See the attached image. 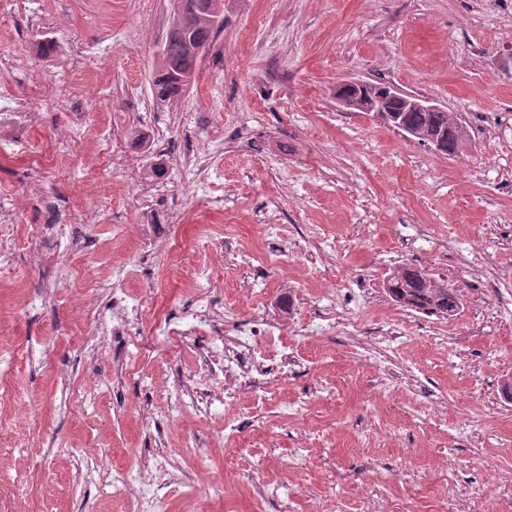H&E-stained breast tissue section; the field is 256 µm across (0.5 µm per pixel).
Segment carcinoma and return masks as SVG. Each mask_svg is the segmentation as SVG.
I'll list each match as a JSON object with an SVG mask.
<instances>
[{
    "mask_svg": "<svg viewBox=\"0 0 512 512\" xmlns=\"http://www.w3.org/2000/svg\"><path fill=\"white\" fill-rule=\"evenodd\" d=\"M224 27V0H176L165 40L158 51L151 89L165 101L187 91L194 81L202 55ZM389 104L381 117L390 125L401 122L415 132L414 139L428 144L456 121L448 112H401ZM387 292L402 307L427 313L451 314L459 309L460 295L452 285L438 282L424 271L409 268L397 271Z\"/></svg>",
    "mask_w": 512,
    "mask_h": 512,
    "instance_id": "carcinoma-1",
    "label": "carcinoma"
}]
</instances>
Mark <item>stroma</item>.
Segmentation results:
<instances>
[{
  "mask_svg": "<svg viewBox=\"0 0 512 512\" xmlns=\"http://www.w3.org/2000/svg\"><path fill=\"white\" fill-rule=\"evenodd\" d=\"M172 4L0 0V59L19 63L0 68V88L40 114L23 144L0 150V194L37 178L58 205L24 202L9 229L15 261L0 275V350L36 352L0 372L35 416L32 435H11L0 453V512H131L123 490L87 478L88 462L133 476L160 455L176 463L160 492L168 512L204 474L222 479L223 495L195 496L197 512H279L286 497L296 512H367L403 498L436 512L449 488L478 486L470 512H512V496L498 493L512 474V403L501 393L512 377V0H224V29L195 85L167 103L149 77ZM43 40L55 44L46 57ZM78 42L91 47L86 72L112 73L91 102L72 78ZM348 79L442 105L465 127L464 148L450 156L375 113L342 111L333 91ZM76 120L85 134L67 168L36 166ZM133 132L143 177L182 195L181 216L157 197L144 219L118 190L121 171L104 167V142ZM200 153L201 165L164 166ZM89 193L110 222L68 223L70 199ZM215 198L223 212L210 209ZM60 223L65 233L49 232ZM119 224L142 230L121 235ZM91 238L105 250L84 248ZM478 248L496 254L498 275L459 264ZM408 266L458 287L460 309L394 303L386 279ZM117 268L119 288L151 314L105 353L81 348L67 284L87 288ZM189 269L211 270L206 288L223 309L208 339L168 333L193 309ZM55 279L54 299L38 304ZM258 315L274 333L266 354L295 357L267 405L241 398L231 439L223 407L169 414L185 385L213 387L203 346L247 334ZM389 324L399 336L383 349L386 365L406 384L384 392L358 341ZM188 443L197 452L184 453ZM299 451L306 463L295 469Z\"/></svg>",
  "mask_w": 512,
  "mask_h": 512,
  "instance_id": "1",
  "label": "stroma"
}]
</instances>
